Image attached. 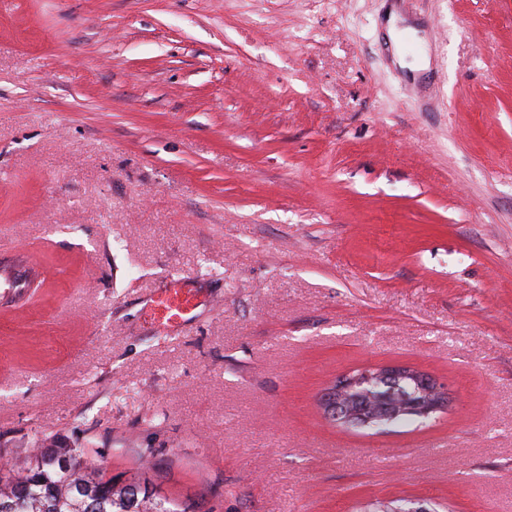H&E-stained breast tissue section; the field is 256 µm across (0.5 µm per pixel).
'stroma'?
Segmentation results:
<instances>
[{
  "instance_id": "35a3bbf8",
  "label": "stroma",
  "mask_w": 512,
  "mask_h": 512,
  "mask_svg": "<svg viewBox=\"0 0 512 512\" xmlns=\"http://www.w3.org/2000/svg\"><path fill=\"white\" fill-rule=\"evenodd\" d=\"M380 364L451 407L327 421ZM46 435L188 512H512V0H0V458ZM156 307L167 322L177 323L185 319L192 305L188 297L179 294L178 290H173L159 298ZM404 375L401 365H381L375 367H367L359 369V373L343 375L335 379L332 383L327 384L319 394L318 401L321 402L324 411L329 419L340 423L345 418L344 415H351L352 411H347V404L350 406L353 402L362 399L363 394H353L358 387L368 385L371 380L377 376H389L399 378ZM352 394V395H351ZM346 398L347 403L342 404L341 399Z\"/></svg>"
}]
</instances>
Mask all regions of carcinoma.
<instances>
[{
	"mask_svg": "<svg viewBox=\"0 0 512 512\" xmlns=\"http://www.w3.org/2000/svg\"><path fill=\"white\" fill-rule=\"evenodd\" d=\"M421 419L402 414L374 420L367 428L385 430ZM0 512H188L154 489L119 484L107 476L105 461L90 446L71 448L54 440L33 455L28 467L0 476Z\"/></svg>",
	"mask_w": 512,
	"mask_h": 512,
	"instance_id": "obj_1",
	"label": "carcinoma"
}]
</instances>
